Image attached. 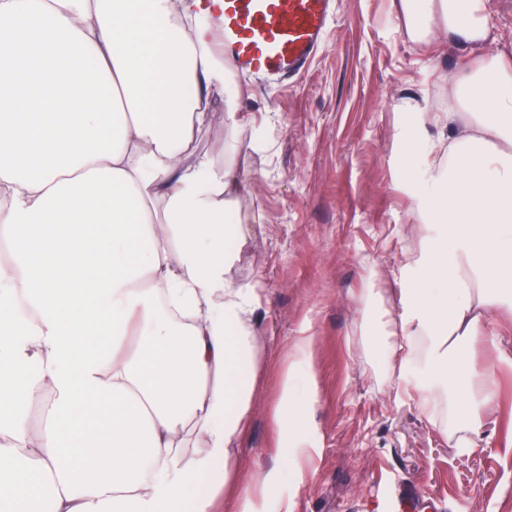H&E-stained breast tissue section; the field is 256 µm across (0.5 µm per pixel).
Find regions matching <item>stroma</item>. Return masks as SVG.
<instances>
[{
    "instance_id": "obj_1",
    "label": "stroma",
    "mask_w": 512,
    "mask_h": 512,
    "mask_svg": "<svg viewBox=\"0 0 512 512\" xmlns=\"http://www.w3.org/2000/svg\"><path fill=\"white\" fill-rule=\"evenodd\" d=\"M487 38L426 45L397 18L394 0H336V20L300 76L253 85L226 69L199 148L239 179L225 223L248 228L231 243V271L254 284L258 367L251 419L235 462L239 481L272 469L266 512H399L411 496L427 512H512V314H497L466 353L494 371L486 452L455 446L446 397L433 417L396 396L374 336L399 313L397 291L427 252L417 200L437 161L471 120L420 122L444 112L460 63L512 53V0H486ZM314 336L320 395L306 413L316 453L296 484L278 447L280 374L296 336Z\"/></svg>"
}]
</instances>
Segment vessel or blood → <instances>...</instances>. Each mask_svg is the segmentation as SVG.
<instances>
[{"label":"vessel or blood","mask_w":512,"mask_h":512,"mask_svg":"<svg viewBox=\"0 0 512 512\" xmlns=\"http://www.w3.org/2000/svg\"><path fill=\"white\" fill-rule=\"evenodd\" d=\"M335 0H204L209 38L248 79L295 77L326 40Z\"/></svg>","instance_id":"obj_1"}]
</instances>
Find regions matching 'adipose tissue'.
<instances>
[{
    "instance_id": "1",
    "label": "adipose tissue",
    "mask_w": 512,
    "mask_h": 512,
    "mask_svg": "<svg viewBox=\"0 0 512 512\" xmlns=\"http://www.w3.org/2000/svg\"><path fill=\"white\" fill-rule=\"evenodd\" d=\"M413 40L487 37L483 0H400ZM201 0H0V512H263L233 462L256 378L258 290L230 276L232 168L195 144L224 88ZM102 92L86 101V82ZM475 116L421 207L443 225L381 323L392 368L443 390L482 447L492 369L462 346L512 309V60L465 63ZM138 336L128 348L130 336ZM313 336L279 385L319 396ZM43 403L32 426L29 406Z\"/></svg>"
}]
</instances>
